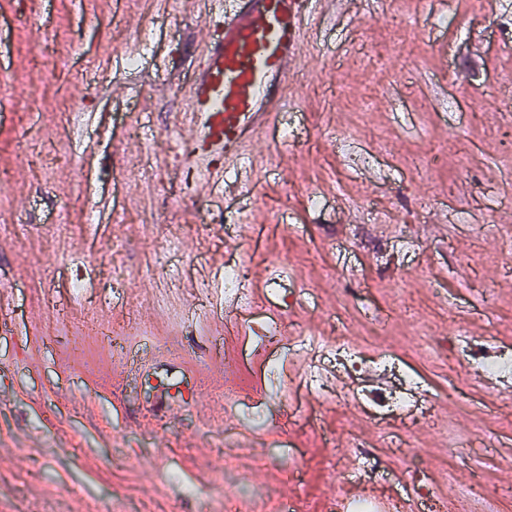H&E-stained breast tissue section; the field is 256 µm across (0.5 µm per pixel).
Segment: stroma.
Here are the masks:
<instances>
[{"label":"stroma","instance_id":"35a3bbf8","mask_svg":"<svg viewBox=\"0 0 512 512\" xmlns=\"http://www.w3.org/2000/svg\"><path fill=\"white\" fill-rule=\"evenodd\" d=\"M207 35L179 0H0V512H211L228 456L220 512H250L256 492L324 512L337 491L361 495L324 441L350 434L406 494L386 431L299 388L307 358L270 384L258 333L274 316L400 355L432 399L408 441L434 493L478 479L498 498L472 512H512V400L450 360L460 331L512 347V0H340L316 15L291 76L306 95L248 147L245 194L199 191L183 160L185 97L166 85ZM40 57L55 75L39 83ZM167 221L184 231L160 257ZM114 248L129 267L117 278L101 261ZM246 254L247 318L208 277ZM130 298L148 327L139 363L95 338L74 363V328L121 320ZM227 385L265 403V425L216 401ZM183 485L197 497L178 501Z\"/></svg>","mask_w":512,"mask_h":512}]
</instances>
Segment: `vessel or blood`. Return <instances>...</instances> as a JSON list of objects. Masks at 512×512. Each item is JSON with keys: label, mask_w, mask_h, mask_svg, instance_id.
<instances>
[{"label": "vessel or blood", "mask_w": 512, "mask_h": 512, "mask_svg": "<svg viewBox=\"0 0 512 512\" xmlns=\"http://www.w3.org/2000/svg\"><path fill=\"white\" fill-rule=\"evenodd\" d=\"M211 23L203 63L188 80L182 123L205 182H219L277 110L295 101L289 78L303 54L307 20L336 0H193ZM225 181V180H224Z\"/></svg>", "instance_id": "b4317fda"}]
</instances>
